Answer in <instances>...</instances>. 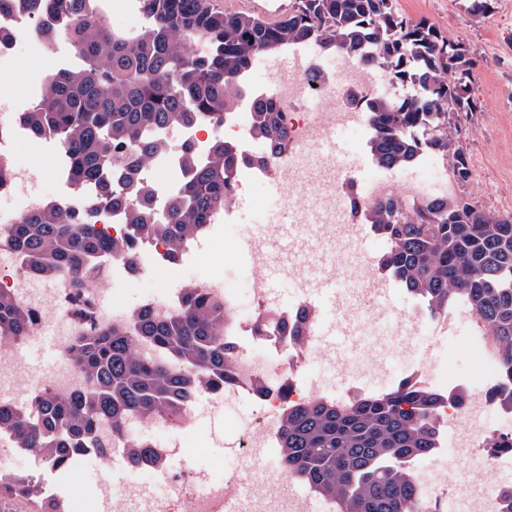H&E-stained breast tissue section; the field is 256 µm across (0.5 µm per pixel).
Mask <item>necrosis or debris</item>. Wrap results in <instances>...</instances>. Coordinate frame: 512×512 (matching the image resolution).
<instances>
[{
  "label": "necrosis or debris",
  "mask_w": 512,
  "mask_h": 512,
  "mask_svg": "<svg viewBox=\"0 0 512 512\" xmlns=\"http://www.w3.org/2000/svg\"><path fill=\"white\" fill-rule=\"evenodd\" d=\"M33 24L32 16L17 0L0 9L1 74L9 72L23 55L53 58V46L29 37ZM340 62L337 69H324L314 53L303 58L299 71L274 76L275 99L281 106L279 123L287 134V147L265 155L260 173H252L245 166L237 173L239 182L255 187L271 178L286 180L287 189L281 199L284 210L298 223L319 214V224L311 229L312 237L319 241L335 237L338 225H356L357 213L379 200L391 197L410 204L426 195L423 184L399 176L358 191L349 187L334 161L322 155L320 143L337 126H354L362 136L372 129L360 101L373 97L378 70L346 56ZM239 87L238 99L223 120H205L177 131L156 130L163 148L142 169L140 178L152 192L154 217L167 216L174 189L188 175L182 145H191L196 161L202 163L214 140L237 142L240 131L250 127L255 103L265 92L252 77L242 80ZM39 104L37 96H20L0 85V290L11 295L32 323L29 334L0 339V403L21 414L28 413L34 391L72 396L84 388V376L68 355L70 346L100 324L124 323L129 318L119 302L102 304L103 295L109 294L112 287L135 283L144 261L159 266L171 262L160 240L128 224L125 212L105 203L96 186L72 178L70 156L56 138L47 132H31L21 115ZM21 140L47 152L48 172L20 164L16 144ZM309 172L317 173L316 182L304 183L303 176ZM46 174L60 182V193L38 191L37 185ZM47 205L68 214H93L106 237L130 241L132 249L104 252L89 261L84 270L87 287L80 291L71 288L67 278L45 279L33 274L26 258L13 246L12 230L25 216ZM351 282L343 297L348 302L364 299L375 335L412 336L417 330L433 332L448 323L446 317L424 304L415 305L405 314L382 312L370 293L386 279L367 257H358ZM192 288L223 302L224 335L235 346L227 366L229 381L209 393L213 409L224 411L226 406L248 397L254 400L260 420L234 429L233 453L239 465L216 476L204 470L172 471L171 463L180 444H163L156 438L161 429L181 435L190 433L197 416L195 403H183L159 416L134 419L118 431L100 427L99 444L111 448L126 478L98 485L94 512H308L309 499L292 500L285 494V487L296 476L284 460L273 459L271 452L289 406L309 403L327 392L324 385L306 383L297 377L299 371L323 364L320 347L312 342L296 344L283 332V312L263 291H256L255 310L244 317L236 308L235 291L219 274L212 272L193 281ZM261 322L266 325L262 331L257 328ZM44 330L56 337L55 360L48 370L37 372L20 360L19 352L37 342ZM464 350L473 363L471 375L481 390L466 396L460 404L443 402L436 427L444 433L450 427L461 426V445L468 450L471 476L452 483L447 475L429 470L419 459L406 461L404 467L416 477L419 498L452 496L461 500L464 512H501L500 489L512 483V472L503 470L505 457L489 449L487 437L492 434L501 442L511 443L512 426L492 429L471 425L474 418L492 410V395L501 385L500 361L486 329L469 337ZM400 354L409 379L450 391L459 389L456 374L437 369L432 360L410 348H402ZM138 445L151 449L150 460L131 461L130 452Z\"/></svg>",
  "instance_id": "necrosis-or-debris-1"
}]
</instances>
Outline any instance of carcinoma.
<instances>
[{"instance_id": "carcinoma-1", "label": "carcinoma", "mask_w": 512, "mask_h": 512, "mask_svg": "<svg viewBox=\"0 0 512 512\" xmlns=\"http://www.w3.org/2000/svg\"><path fill=\"white\" fill-rule=\"evenodd\" d=\"M86 2L25 0L36 21L50 11L65 15L70 46L81 60L48 78L42 107L26 113V123L37 133L51 130L71 154L72 177L98 184L103 200L125 211L129 223L164 239L174 260L224 211L242 157L236 146L216 140L199 165L183 147L189 177L169 219L157 224L151 192L135 185L138 169L156 148L151 134L223 119L238 97L239 79L270 51L313 44L378 60L402 93L368 104L374 164L403 169L425 150L448 160L458 183L471 177L460 137L462 118L476 107L477 63L433 24L402 15L396 0H293L288 14L274 20L220 10L213 0H140L153 24L131 37L114 34ZM278 111L267 98L253 113V133L270 151L286 141ZM128 144L135 145L131 155L115 154ZM114 176L130 191L116 188ZM364 220L390 244L379 268L409 294L441 313L463 300L490 329L503 375L495 401L511 412L512 216L485 212L466 195H441L410 207L385 199ZM13 244L31 258L34 273L69 272L79 289L85 287L80 272L87 260L118 248L89 216L53 206L24 217ZM223 322L218 301L190 291L173 317L140 310L129 327L101 326L70 349L85 389L71 399L37 396L25 416L0 405V427L14 431L16 447L33 449L45 466L62 471L94 443L100 426L119 431L134 415H160L224 385L233 346L221 334ZM282 324L288 335L304 339L303 314ZM30 330L27 313L0 292V338ZM137 342L153 346L166 362L133 353ZM441 400V394L405 381L348 405L317 399L293 406L284 419L283 459L310 490L336 501L338 512H419L415 476L401 462L426 457L436 447L434 414ZM27 499L40 502L41 512H64L34 484Z\"/></svg>"}]
</instances>
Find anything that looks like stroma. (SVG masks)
Returning <instances> with one entry per match:
<instances>
[{"label":"stroma","mask_w":512,"mask_h":512,"mask_svg":"<svg viewBox=\"0 0 512 512\" xmlns=\"http://www.w3.org/2000/svg\"><path fill=\"white\" fill-rule=\"evenodd\" d=\"M396 6L408 18L428 20L448 39L463 43L478 62L477 109L465 123L461 143L481 176L462 185L448 181L447 193L467 195L486 211L512 214V101L504 97L505 92L512 91V0H495L493 11L484 16L470 14L465 0H396ZM233 210L238 222L232 234L239 239L248 235L251 225L289 221L276 197L266 189L249 192L246 202L234 204ZM211 266V248L206 243L201 246L199 259H183L173 269L145 262L136 284L122 288L120 300L129 310H136L142 292L188 284L207 275ZM470 333L469 321L459 318L448 332L438 333L434 342L439 363L460 375L470 370L468 357L459 349ZM255 414L249 399L228 406L220 416L203 414L184 441L191 465L214 469L231 466L234 458L224 449V426L252 421Z\"/></svg>","instance_id":"35a3bbf8"}]
</instances>
